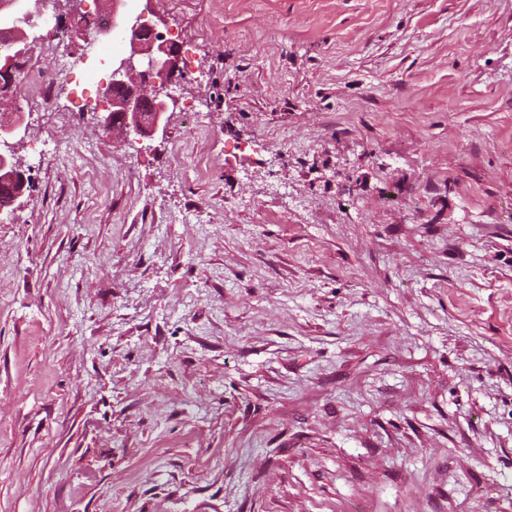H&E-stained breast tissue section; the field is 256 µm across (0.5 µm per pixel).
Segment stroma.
<instances>
[{
  "instance_id": "35a3bbf8",
  "label": "stroma",
  "mask_w": 512,
  "mask_h": 512,
  "mask_svg": "<svg viewBox=\"0 0 512 512\" xmlns=\"http://www.w3.org/2000/svg\"><path fill=\"white\" fill-rule=\"evenodd\" d=\"M153 14L164 134L0 142V512H512V0ZM1 172H3L2 182L5 180L12 181L17 189L14 191V200H19L30 191L32 184L31 169L28 167L24 169L17 162H9L8 159L1 155ZM8 170L7 172H5Z\"/></svg>"
}]
</instances>
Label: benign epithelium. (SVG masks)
Wrapping results in <instances>:
<instances>
[{
    "instance_id": "benign-epithelium-1",
    "label": "benign epithelium",
    "mask_w": 512,
    "mask_h": 512,
    "mask_svg": "<svg viewBox=\"0 0 512 512\" xmlns=\"http://www.w3.org/2000/svg\"><path fill=\"white\" fill-rule=\"evenodd\" d=\"M68 17L75 27L91 28L85 23L90 14L81 8V0H70ZM131 53L112 69V89L121 95L109 98L112 111L104 117V124L117 127L125 135L152 136L156 134L167 112L168 87L183 76L179 49L145 16H139L130 28ZM3 177L16 185L14 199L19 200L30 191L32 168H23L16 162L0 158Z\"/></svg>"
}]
</instances>
